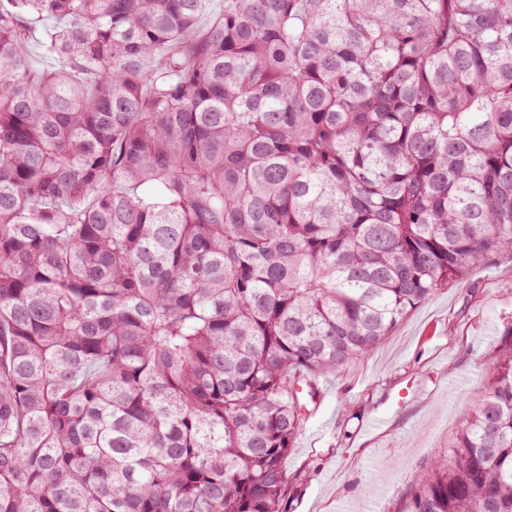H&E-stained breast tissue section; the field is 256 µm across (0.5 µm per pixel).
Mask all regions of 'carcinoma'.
<instances>
[{
    "label": "carcinoma",
    "instance_id": "carcinoma-1",
    "mask_svg": "<svg viewBox=\"0 0 512 512\" xmlns=\"http://www.w3.org/2000/svg\"><path fill=\"white\" fill-rule=\"evenodd\" d=\"M0 0V512H286L317 375L512 254V0ZM406 512H512V329Z\"/></svg>",
    "mask_w": 512,
    "mask_h": 512
}]
</instances>
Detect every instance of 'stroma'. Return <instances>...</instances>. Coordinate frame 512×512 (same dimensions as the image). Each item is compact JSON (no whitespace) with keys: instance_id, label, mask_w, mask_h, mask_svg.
Returning a JSON list of instances; mask_svg holds the SVG:
<instances>
[{"instance_id":"stroma-1","label":"stroma","mask_w":512,"mask_h":512,"mask_svg":"<svg viewBox=\"0 0 512 512\" xmlns=\"http://www.w3.org/2000/svg\"><path fill=\"white\" fill-rule=\"evenodd\" d=\"M511 327L512 255H502L437 289L360 365L321 374L327 392L308 403L284 460L287 512H405Z\"/></svg>"}]
</instances>
